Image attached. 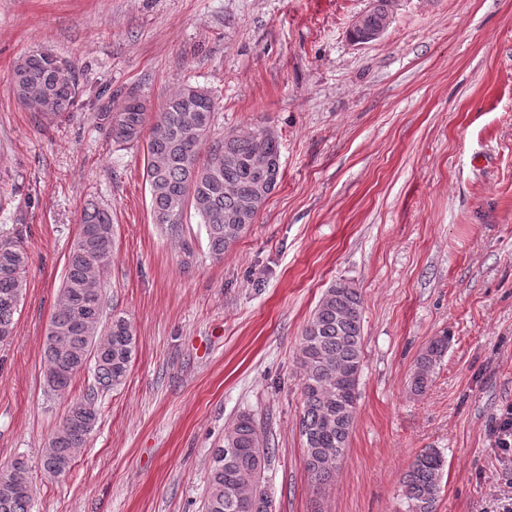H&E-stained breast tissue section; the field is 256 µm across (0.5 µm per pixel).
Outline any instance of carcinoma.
<instances>
[{"label":"carcinoma","instance_id":"carcinoma-1","mask_svg":"<svg viewBox=\"0 0 512 512\" xmlns=\"http://www.w3.org/2000/svg\"><path fill=\"white\" fill-rule=\"evenodd\" d=\"M391 0H375L352 38L367 43L383 28ZM17 101L50 124L74 105L78 87L75 63L48 50L19 58L13 68ZM217 105L210 93L181 86L152 110L144 98L127 94L102 105L100 120L112 142L143 147L144 172L153 223L181 243L185 264L193 257L184 238L188 210H194L206 233L208 253L221 261L249 231L279 184L262 180L265 168L281 167L278 138L265 128L229 131L211 138ZM115 244L112 212L95 205L81 215L78 235L67 254L66 273L44 342L47 384L53 393L67 390L74 378L92 370L97 389L74 403L43 449L41 467L51 473L71 467L98 421L97 390L125 383L136 336L131 321L105 314L101 273ZM28 253L22 238L0 235V344L13 335L14 316L25 288ZM450 336L435 337L417 357L409 377L410 391L426 392L434 369L448 350ZM302 367L304 464L319 487L334 478L352 433L363 371V300L348 283H334L322 294L300 341ZM272 454L253 417L238 416L224 429L223 445L209 467L205 512H273L266 485ZM445 460L435 448L419 451L402 477L408 512H436ZM27 467H0V512H31Z\"/></svg>","mask_w":512,"mask_h":512}]
</instances>
